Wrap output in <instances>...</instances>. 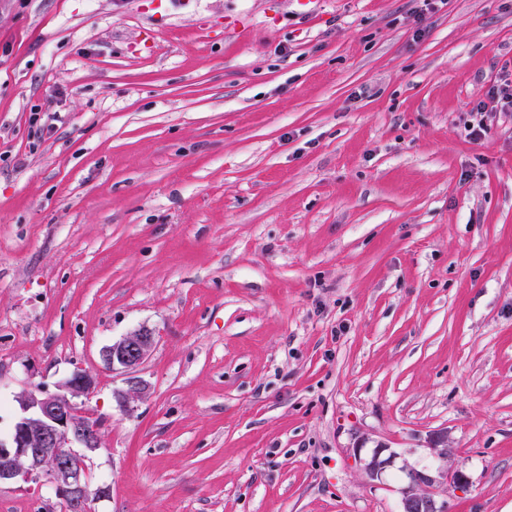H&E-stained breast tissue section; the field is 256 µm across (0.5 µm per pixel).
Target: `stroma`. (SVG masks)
<instances>
[{
    "mask_svg": "<svg viewBox=\"0 0 512 512\" xmlns=\"http://www.w3.org/2000/svg\"><path fill=\"white\" fill-rule=\"evenodd\" d=\"M508 64L512 0H0V428L79 368L91 512H399L440 431L512 512ZM477 114L499 112L512 117V80L493 84L486 94L485 100L476 106ZM155 345L154 334L149 329L142 328L105 347L102 350V361L109 371L118 367L129 374L127 383L134 390L145 391L147 384L134 373L149 357ZM386 451V448H378L371 459L366 463L365 469L367 475L372 480H379L382 478L383 474L393 467L395 463V455L389 454L387 456L383 455Z\"/></svg>",
    "mask_w": 512,
    "mask_h": 512,
    "instance_id": "1",
    "label": "stroma"
}]
</instances>
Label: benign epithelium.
Segmentation results:
<instances>
[{"mask_svg":"<svg viewBox=\"0 0 512 512\" xmlns=\"http://www.w3.org/2000/svg\"><path fill=\"white\" fill-rule=\"evenodd\" d=\"M155 345L154 334L142 328L105 347L102 361L110 371L124 370L129 374L127 383L144 391L147 384L135 372ZM96 386V377L77 369L54 391L37 386L16 396L20 414L7 434L0 436V484L45 475L67 500L71 512L88 510V453L99 449L100 443L98 430L83 421L78 400L89 397ZM384 452L377 449L366 463L372 480L381 479L395 463V455ZM401 470L408 477L401 488V512H443L437 506L436 490L448 484V467L420 470L405 464Z\"/></svg>","mask_w":512,"mask_h":512,"instance_id":"obj_1","label":"benign epithelium"}]
</instances>
